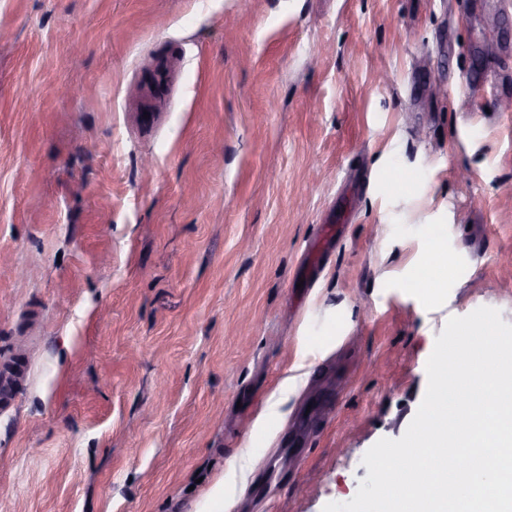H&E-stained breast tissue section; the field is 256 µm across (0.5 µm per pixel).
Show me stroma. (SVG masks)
I'll return each mask as SVG.
<instances>
[{
	"mask_svg": "<svg viewBox=\"0 0 512 512\" xmlns=\"http://www.w3.org/2000/svg\"><path fill=\"white\" fill-rule=\"evenodd\" d=\"M507 100L512 0H0V512L350 501L512 324ZM433 262L418 274L413 286L430 292L439 288L442 280L446 279L448 272L453 268V260L440 246L437 239L432 244Z\"/></svg>",
	"mask_w": 512,
	"mask_h": 512,
	"instance_id": "35a3bbf8",
	"label": "stroma"
}]
</instances>
